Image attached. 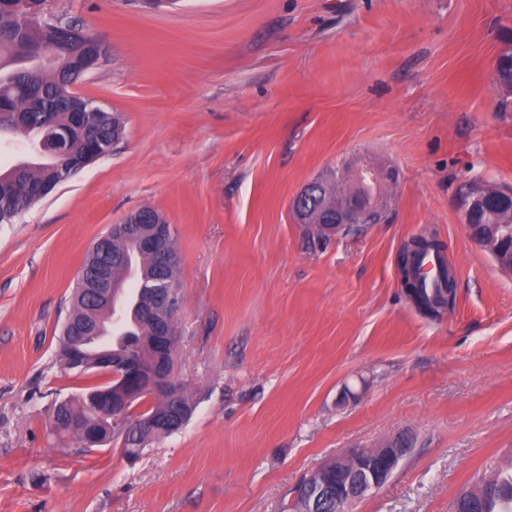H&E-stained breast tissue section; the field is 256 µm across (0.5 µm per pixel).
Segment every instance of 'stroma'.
Returning a JSON list of instances; mask_svg holds the SVG:
<instances>
[{"instance_id":"1","label":"stroma","mask_w":512,"mask_h":512,"mask_svg":"<svg viewBox=\"0 0 512 512\" xmlns=\"http://www.w3.org/2000/svg\"><path fill=\"white\" fill-rule=\"evenodd\" d=\"M112 48L81 95L121 113L110 152L0 224V512H284L353 448L413 451L352 512H449L512 459V271L475 246L458 188L512 187L496 76L512 0H58ZM390 171L384 217L312 243L316 180ZM144 207L175 228V368L190 420L136 459L87 450L52 410L84 258ZM446 245L453 311L404 293L398 256Z\"/></svg>"}]
</instances>
